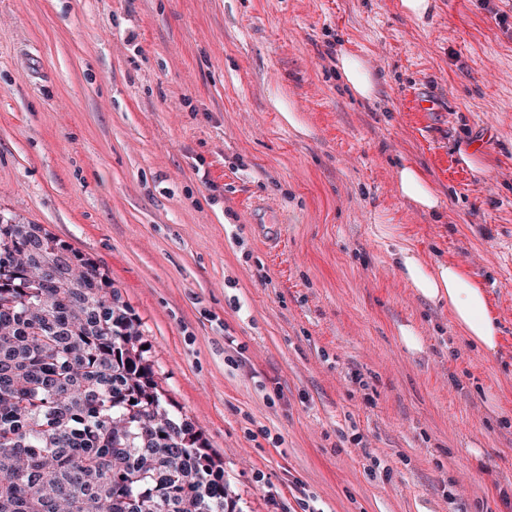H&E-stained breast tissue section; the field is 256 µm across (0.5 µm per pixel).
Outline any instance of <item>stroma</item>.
<instances>
[{
  "label": "stroma",
  "mask_w": 512,
  "mask_h": 512,
  "mask_svg": "<svg viewBox=\"0 0 512 512\" xmlns=\"http://www.w3.org/2000/svg\"><path fill=\"white\" fill-rule=\"evenodd\" d=\"M431 2L0 0V213L108 274L239 512H512V0ZM398 240L486 289L494 354ZM336 67L344 84L356 96L370 100L375 94V81L367 62L351 52H342L336 58ZM397 179L402 196L411 199L429 213H436L439 210V192L422 169L413 163L403 161L398 165Z\"/></svg>",
  "instance_id": "1"
}]
</instances>
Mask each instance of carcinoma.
Wrapping results in <instances>:
<instances>
[{
    "label": "carcinoma",
    "mask_w": 512,
    "mask_h": 512,
    "mask_svg": "<svg viewBox=\"0 0 512 512\" xmlns=\"http://www.w3.org/2000/svg\"><path fill=\"white\" fill-rule=\"evenodd\" d=\"M139 327L81 251L0 216V512H236Z\"/></svg>",
    "instance_id": "1"
}]
</instances>
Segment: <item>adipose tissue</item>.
I'll return each mask as SVG.
<instances>
[{"mask_svg":"<svg viewBox=\"0 0 512 512\" xmlns=\"http://www.w3.org/2000/svg\"><path fill=\"white\" fill-rule=\"evenodd\" d=\"M336 67L344 84L361 99H372L375 81L367 62L360 56L344 52L337 56ZM397 179L402 196L429 212H437L440 198L424 171L415 164L401 162ZM393 259L403 278L419 296L432 304L447 305L455 323L466 338L487 353L495 352L500 328L492 315L483 286L468 276L457 264L423 263L413 249L396 245Z\"/></svg>","mask_w":512,"mask_h":512,"instance_id":"obj_1","label":"adipose tissue"}]
</instances>
